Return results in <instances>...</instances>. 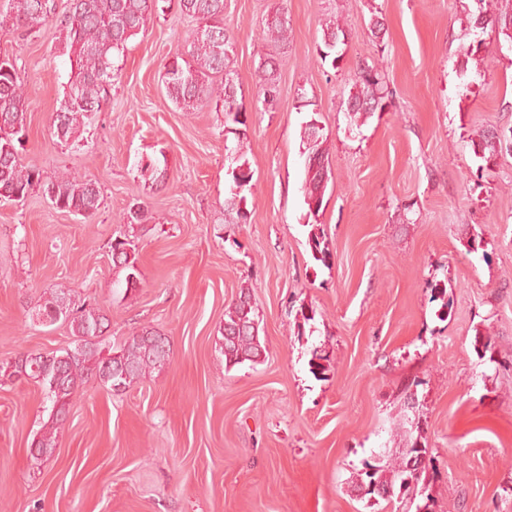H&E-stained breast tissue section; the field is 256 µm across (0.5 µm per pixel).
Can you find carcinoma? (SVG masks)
I'll list each match as a JSON object with an SVG mask.
<instances>
[{
  "label": "carcinoma",
  "mask_w": 512,
  "mask_h": 512,
  "mask_svg": "<svg viewBox=\"0 0 512 512\" xmlns=\"http://www.w3.org/2000/svg\"><path fill=\"white\" fill-rule=\"evenodd\" d=\"M474 2L476 11L469 14V22L481 21L483 28H491L498 37L512 43V11L497 9L496 0ZM5 6L6 9L0 10V26L29 36L39 32L55 11L54 0H5ZM171 7V0H69L68 10L59 18L64 35L63 53L70 64L63 98L53 118L54 133L60 142L72 146L81 142L93 116L104 111L110 102L114 78L121 71L116 60L125 56L132 38L145 31L151 21L166 15ZM177 9L195 21L196 27L187 36L190 46L187 56L177 53L164 66L167 97L184 112L205 104L215 112L224 113L225 121L246 125V120L239 118L244 111L243 103L236 98L229 99V91L236 90V84L231 69L233 45L224 29V0H179ZM265 33L279 46L288 42L282 12L267 20ZM345 36V30L336 21L325 23L321 59L338 61L341 55L328 42L339 45ZM258 70L262 102L271 111L279 95L276 59L266 58ZM355 87L356 93L347 102V112L353 117L383 108L384 99L390 95L380 69L368 63L359 65ZM26 111L27 99L19 69L10 58H0V198L23 201L39 188L55 209L84 217L93 215L102 204L94 181L64 172L49 178L40 168L21 164L22 137L27 132ZM301 142L306 158L324 162L327 153L323 148V129L306 122ZM503 145L493 131L480 133L479 140L472 142L474 154L487 166L494 164L502 151L512 150ZM304 173L309 244L314 259L326 266L330 253L323 245L320 216L329 171L325 166L320 170L307 166ZM111 248L113 263L127 270L126 282L140 280L134 241L116 239ZM38 313L48 317L59 314L75 338V346L59 351L57 359L51 362L23 359L26 372L43 388L45 399L51 404L49 422L31 443L35 458L40 459L52 454L72 398L86 379L93 377L110 389L116 383L112 379V372L116 371L122 374L119 381L128 386L159 367L160 348L168 345V341L154 330L144 328L128 337L117 350L106 354L100 343L87 340L89 336L103 335L108 327V319L99 306L90 303L77 306L65 294L56 292L38 304ZM221 335L226 366L259 361L266 347L250 294L241 292L228 307ZM422 452L424 449L416 446L407 449L395 464L391 479L386 478L384 467L366 464L361 489L367 495L381 497L394 487L396 479L400 480L401 488L410 489L412 483L419 482Z\"/></svg>",
  "instance_id": "1"
}]
</instances>
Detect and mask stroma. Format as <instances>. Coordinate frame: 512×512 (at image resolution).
<instances>
[{
  "instance_id": "35a3bbf8",
  "label": "stroma",
  "mask_w": 512,
  "mask_h": 512,
  "mask_svg": "<svg viewBox=\"0 0 512 512\" xmlns=\"http://www.w3.org/2000/svg\"><path fill=\"white\" fill-rule=\"evenodd\" d=\"M474 7L226 0L241 139L223 113L166 96L163 65L188 49L186 17L159 18L129 43L110 107L76 146L53 134L70 69L57 20L34 38L0 28V56L26 84L23 164L92 179L103 196L90 217L39 190L0 200V361L73 347L66 323L35 318L54 291L101 307L104 347L145 327L170 344L169 364L123 391L85 382L42 459L31 442L49 402L37 384H0V512H512V154L486 168L472 146L479 131L512 128V50L468 28ZM279 8L284 50L263 32ZM330 17L347 33L334 63L319 50ZM479 39L489 52L465 56ZM270 56L273 112L257 84ZM363 62L390 96L354 122L346 102ZM303 100L326 137V265L303 220ZM240 143L253 179L236 208L227 170ZM148 162L161 181L141 175ZM133 206L145 230L125 224ZM124 234L141 272L132 290L112 263ZM244 290L266 354L229 368L220 329ZM415 443L426 470L414 490L364 495L365 464L391 465Z\"/></svg>"
}]
</instances>
